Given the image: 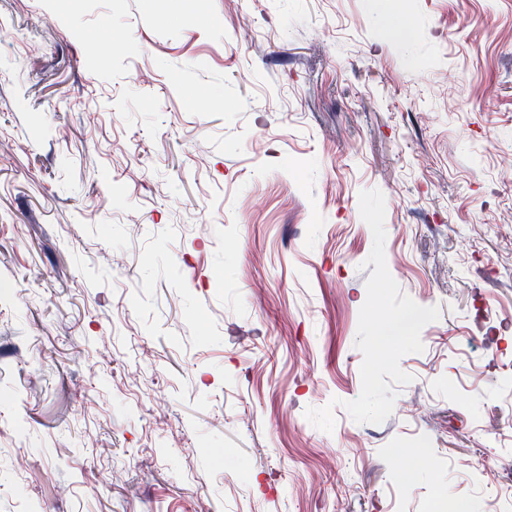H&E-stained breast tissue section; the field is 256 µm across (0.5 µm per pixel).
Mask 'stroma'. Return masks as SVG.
Segmentation results:
<instances>
[{
    "instance_id": "obj_1",
    "label": "stroma",
    "mask_w": 512,
    "mask_h": 512,
    "mask_svg": "<svg viewBox=\"0 0 512 512\" xmlns=\"http://www.w3.org/2000/svg\"><path fill=\"white\" fill-rule=\"evenodd\" d=\"M55 4L0 0V512H498L512 0Z\"/></svg>"
}]
</instances>
